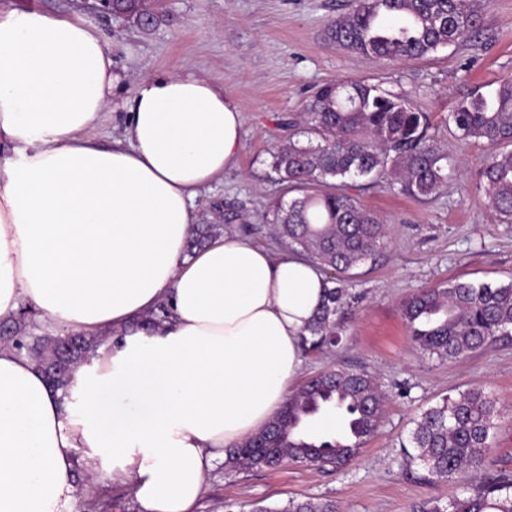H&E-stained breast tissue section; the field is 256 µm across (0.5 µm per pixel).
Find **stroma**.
I'll return each mask as SVG.
<instances>
[{
	"mask_svg": "<svg viewBox=\"0 0 512 512\" xmlns=\"http://www.w3.org/2000/svg\"><path fill=\"white\" fill-rule=\"evenodd\" d=\"M351 0H158L155 20L97 13L90 0H0V10H40L82 20L112 42V65L132 91L147 75L191 70L223 84L242 115L241 153L223 178L201 189L197 221L221 224L284 253L265 218L287 189L271 170L278 148L296 137L300 114L321 85L355 79L402 96L430 115L431 135L448 154V182L428 198L387 182H351L349 192L380 215L388 246L354 269L355 302L340 342L304 352L301 381L334 367L375 376L389 403L382 425L354 462L320 470L291 464L274 470H226L215 461L198 512L225 505H285L289 499H331L342 512H413L426 501L465 495L461 482L425 479L404 449L422 414L472 388L494 398L492 468L512 471V339L448 362L422 353L407 329L401 303L422 289L459 279L494 285L512 281V224L499 222L479 186L485 144L460 140L448 125L459 95L489 92L512 78V0H489L479 38L409 63L375 61L330 44L329 20ZM19 332L27 346L66 335L30 305L0 326V345ZM74 512H136L129 483L81 464Z\"/></svg>",
	"mask_w": 512,
	"mask_h": 512,
	"instance_id": "obj_1",
	"label": "stroma"
}]
</instances>
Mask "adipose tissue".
I'll use <instances>...</instances> for the list:
<instances>
[{
    "instance_id": "adipose-tissue-1",
    "label": "adipose tissue",
    "mask_w": 512,
    "mask_h": 512,
    "mask_svg": "<svg viewBox=\"0 0 512 512\" xmlns=\"http://www.w3.org/2000/svg\"><path fill=\"white\" fill-rule=\"evenodd\" d=\"M122 76L91 25L0 11V320L30 303L113 345L74 367L62 406L0 347V512H66L80 461L118 469L138 512H197L225 449L264 429L296 384L327 280L233 232L192 251L199 191L242 149L223 84ZM124 139L88 132L109 107ZM166 306L152 332L137 321Z\"/></svg>"
}]
</instances>
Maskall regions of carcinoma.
<instances>
[{"mask_svg": "<svg viewBox=\"0 0 512 512\" xmlns=\"http://www.w3.org/2000/svg\"><path fill=\"white\" fill-rule=\"evenodd\" d=\"M487 0H354L352 9L328 24V38L349 52L402 63L428 57L440 48L476 35ZM113 9L153 20L143 0H114ZM305 144L290 140L273 156L272 170L294 196L277 200L271 223L291 252L306 254L332 287L317 307L302 345L309 350L336 346L340 317L352 295L346 277L376 259L387 246V225L347 192V181L399 180L400 190L430 197L448 180V157L429 135L430 115L376 84L337 80L306 101ZM464 140L489 146L480 177L498 219L512 223V79L482 93L459 98L448 113ZM224 234L222 224H195L189 248ZM402 316L420 350L444 361L461 359L512 337V283L492 286L453 280L404 300ZM99 342L81 338L70 353L48 341L33 349V361L53 393L67 396L75 364ZM385 397L364 372L333 368L292 394L260 433L234 448L230 471L276 468L285 462L338 469L354 461L377 432ZM496 402L469 390L426 411L411 435L419 461L434 478L482 479L468 495L446 504L427 501L420 512H512V472L489 470ZM334 416L336 431L315 435L308 424ZM249 512H339L335 501L288 500L282 507L252 505Z\"/></svg>", "mask_w": 512, "mask_h": 512, "instance_id": "obj_1", "label": "carcinoma"}]
</instances>
